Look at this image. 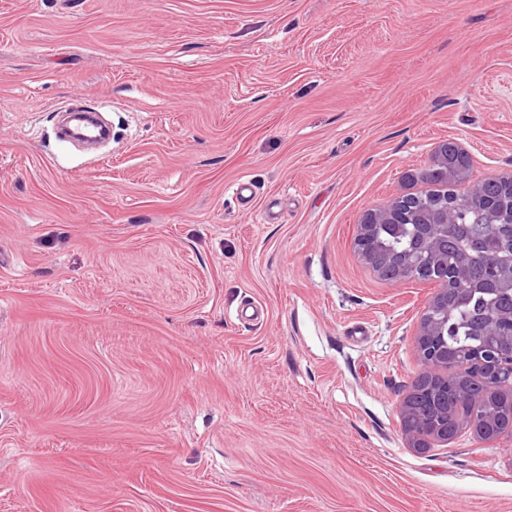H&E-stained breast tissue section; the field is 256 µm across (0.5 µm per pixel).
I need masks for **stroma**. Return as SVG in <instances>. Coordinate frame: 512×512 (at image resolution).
<instances>
[{
    "mask_svg": "<svg viewBox=\"0 0 512 512\" xmlns=\"http://www.w3.org/2000/svg\"><path fill=\"white\" fill-rule=\"evenodd\" d=\"M447 141L512 176V0H0V512H512L354 244Z\"/></svg>",
    "mask_w": 512,
    "mask_h": 512,
    "instance_id": "stroma-1",
    "label": "stroma"
}]
</instances>
